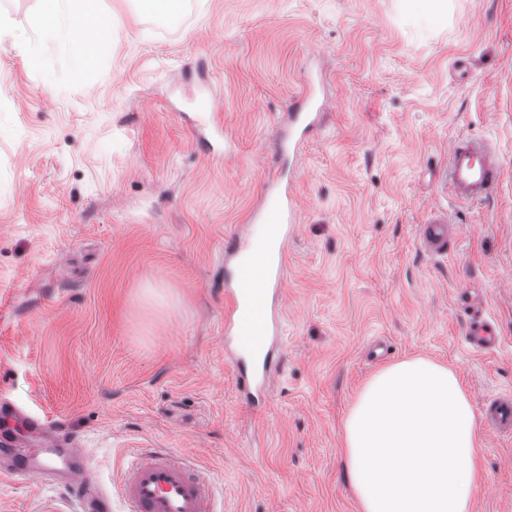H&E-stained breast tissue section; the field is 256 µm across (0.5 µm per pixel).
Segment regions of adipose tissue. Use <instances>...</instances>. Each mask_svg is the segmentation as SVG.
I'll use <instances>...</instances> for the list:
<instances>
[{"mask_svg":"<svg viewBox=\"0 0 512 512\" xmlns=\"http://www.w3.org/2000/svg\"><path fill=\"white\" fill-rule=\"evenodd\" d=\"M38 24L87 67L109 32L99 0H40ZM360 512H470L483 483L481 431L458 376L424 358L381 368L344 425Z\"/></svg>","mask_w":512,"mask_h":512,"instance_id":"obj_1","label":"adipose tissue"}]
</instances>
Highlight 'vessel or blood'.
Here are the masks:
<instances>
[{
  "label": "vessel or blood",
  "instance_id": "vessel-or-blood-1",
  "mask_svg": "<svg viewBox=\"0 0 512 512\" xmlns=\"http://www.w3.org/2000/svg\"><path fill=\"white\" fill-rule=\"evenodd\" d=\"M502 177L500 163L486 144L468 138L448 149V165L441 179L449 194L470 203L492 197ZM260 220L265 239L246 238L239 253L248 262H235L229 289L230 309L225 316V333L237 347L239 388L260 385L270 367V344L281 327V314L274 297L284 281L288 228L293 221L286 198L269 203ZM453 228L447 215L432 216L419 227V244L432 256L447 254ZM464 341L474 351L491 352L500 345L497 324L474 313L464 329ZM485 418L500 433L512 435V391L484 397ZM26 426L38 433L42 445L17 449L11 463L0 472L43 482H66L81 504V512H112V497L101 482L92 480L83 467L89 449L49 417L29 416ZM122 497L129 512H219L207 478L180 455L168 450H135L122 480Z\"/></svg>",
  "mask_w": 512,
  "mask_h": 512
}]
</instances>
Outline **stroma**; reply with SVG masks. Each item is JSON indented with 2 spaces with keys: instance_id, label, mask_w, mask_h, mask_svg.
<instances>
[{
  "instance_id": "1",
  "label": "stroma",
  "mask_w": 512,
  "mask_h": 512,
  "mask_svg": "<svg viewBox=\"0 0 512 512\" xmlns=\"http://www.w3.org/2000/svg\"><path fill=\"white\" fill-rule=\"evenodd\" d=\"M93 67L44 41L38 0H0V397L57 419L124 512L135 448L175 451L222 512H359L343 424L368 379L416 356L473 401L512 390V0H185L170 20L102 0ZM488 139L497 192L438 172ZM290 183L280 369L253 409L224 344L226 245ZM447 210V255L418 246ZM499 323L469 353L475 304ZM472 512H512V436L482 428ZM0 512H75L0 476Z\"/></svg>"
}]
</instances>
